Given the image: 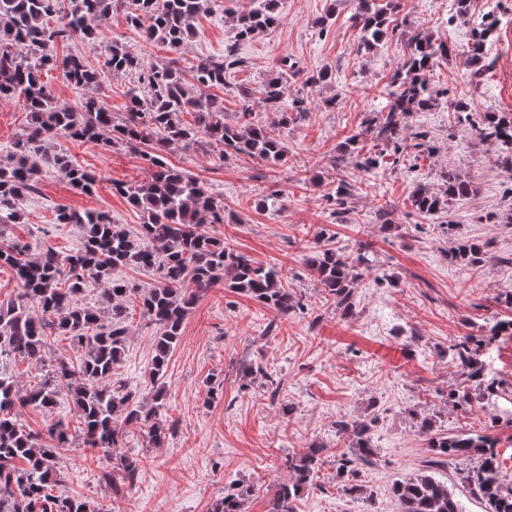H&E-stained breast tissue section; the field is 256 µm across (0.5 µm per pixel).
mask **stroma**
I'll use <instances>...</instances> for the list:
<instances>
[{"mask_svg":"<svg viewBox=\"0 0 512 512\" xmlns=\"http://www.w3.org/2000/svg\"><path fill=\"white\" fill-rule=\"evenodd\" d=\"M263 3L210 0L195 22L193 38L177 54L145 42L142 31L127 22L124 6L94 22L93 40L61 48L81 54L98 70L103 99L118 115L129 106L126 92L134 77L104 69V46L124 43L148 66L174 58L185 71L235 46L241 67L210 93L223 100L226 123L236 122L243 107H250L253 121L287 153L280 166L246 156L224 160L214 147H176L166 154L170 164L199 177L223 200L226 221L207 225V232L255 262L286 269L288 289L305 308L277 321L265 306L221 285L197 298L165 374V411L177 432L155 447L148 443L147 427L127 426L121 452L139 458L140 469L126 488L122 512H212L231 483L256 488L244 512H268L286 479L281 457L313 443L323 449V464L314 486L302 491L296 512H399L391 488L420 471L429 458L417 422L432 414L448 431L487 429L498 440L500 479L512 485V335L500 337L483 353L489 371L502 382L499 395L466 413L449 398L464 381L451 351L455 340L481 335L489 320H512V305L504 301L512 293V228L484 221L487 213L503 214L512 207L507 179L495 164L497 148L472 140L443 103L406 117V125L422 126L433 137L432 153L413 162L365 174L349 162L345 145L366 113L385 104L390 78L410 52L412 29L461 51L471 43L470 25L456 20L457 0H397L390 16L395 32L365 51L355 22L359 0H277L279 23L239 40L237 12ZM470 10H492L501 18L491 47L494 68L475 86L458 61L442 60L430 82L452 94L465 92L474 111L512 113V0H471ZM287 65L299 75L288 78L285 97L305 99L307 110L283 124L277 113L266 111L260 90ZM324 69L331 70V82L304 85V77ZM50 144L97 174L95 191L82 194L61 176L44 175L39 193L22 201L19 223L0 227V241L31 243L44 227L47 244L58 251L81 249L83 227L54 221L60 204L109 211L114 223L138 232L140 212L113 194L112 186L147 177L149 165L140 153L62 136ZM451 169L472 180L474 194L449 201L437 219L421 218L411 205L414 190L439 191L442 175ZM342 181L353 192L336 219L327 196ZM260 196L273 198V206L256 207ZM449 220L455 229L447 234L441 225ZM325 235L330 247L350 254L357 242L371 243L377 266L390 277L379 284L373 275L363 276L356 286L355 314L348 318L322 301L305 264ZM467 240L488 243L500 263L464 269L451 262L449 250ZM126 323L129 337L114 376L144 396L150 391L156 328L135 305ZM76 355L67 337L52 336L43 365L20 362L12 372L29 388L43 381L56 359ZM245 365L282 379L278 399L270 398L263 378L241 374ZM215 375L223 378L224 392L211 403L208 382ZM288 405L293 408L289 415L283 412ZM342 415L370 422L379 444L373 464L360 467L351 479L336 471L338 455L350 444L349 437L336 434L335 421ZM60 466L59 493L111 507L112 493L100 479L99 463L78 445L61 450ZM350 481L363 487V495L346 493Z\"/></svg>","mask_w":512,"mask_h":512,"instance_id":"1","label":"stroma"}]
</instances>
